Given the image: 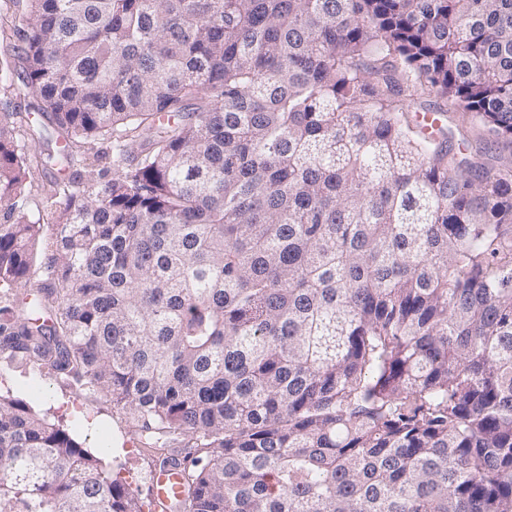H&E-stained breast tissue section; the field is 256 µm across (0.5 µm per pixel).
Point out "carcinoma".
<instances>
[{
    "label": "carcinoma",
    "mask_w": 512,
    "mask_h": 512,
    "mask_svg": "<svg viewBox=\"0 0 512 512\" xmlns=\"http://www.w3.org/2000/svg\"><path fill=\"white\" fill-rule=\"evenodd\" d=\"M19 2L0 376L129 411L183 512H512V0ZM0 512L142 509L0 393ZM15 105H18L16 107L17 112L29 113L30 119L37 118L36 137L42 138L41 142L44 143L45 148L47 147L46 142L50 147H53L58 133L55 125L49 119V114L45 112V106L41 99L35 95H30L26 99H21V102L18 101Z\"/></svg>",
    "instance_id": "obj_1"
}]
</instances>
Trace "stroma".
Returning <instances> with one entry per match:
<instances>
[{"label":"stroma","instance_id":"1","mask_svg":"<svg viewBox=\"0 0 512 512\" xmlns=\"http://www.w3.org/2000/svg\"><path fill=\"white\" fill-rule=\"evenodd\" d=\"M0 392L26 401L66 426L84 447L95 450L108 443L103 456L106 467L139 498L143 512H154L149 494L153 467L129 428L128 411L113 408L94 391L66 388L30 374L1 377Z\"/></svg>","mask_w":512,"mask_h":512}]
</instances>
